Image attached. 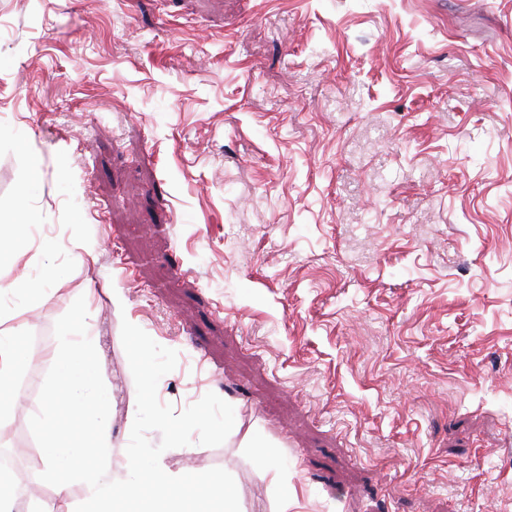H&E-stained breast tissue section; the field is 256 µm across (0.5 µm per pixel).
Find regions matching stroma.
<instances>
[{
	"label": "stroma",
	"instance_id": "stroma-1",
	"mask_svg": "<svg viewBox=\"0 0 512 512\" xmlns=\"http://www.w3.org/2000/svg\"><path fill=\"white\" fill-rule=\"evenodd\" d=\"M20 203L0 441L36 448L81 297L113 446L127 320L178 353L161 403L232 405L163 463L240 512H512V0H0ZM21 336L0 337V384L9 381L23 364L27 349L20 345Z\"/></svg>",
	"mask_w": 512,
	"mask_h": 512
}]
</instances>
